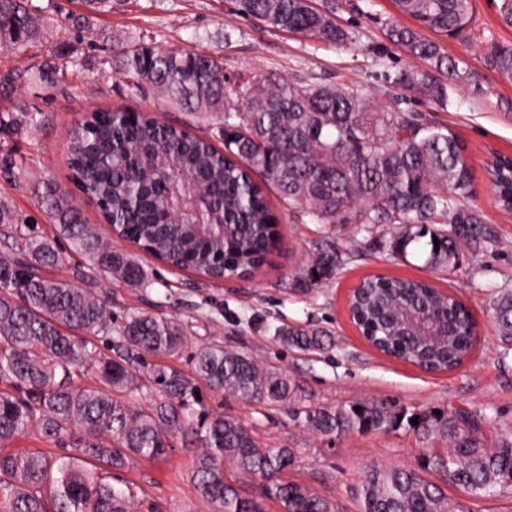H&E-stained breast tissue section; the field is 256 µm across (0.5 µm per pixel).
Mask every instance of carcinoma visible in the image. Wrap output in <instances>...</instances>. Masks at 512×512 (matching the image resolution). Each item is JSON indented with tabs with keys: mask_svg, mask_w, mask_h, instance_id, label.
I'll list each match as a JSON object with an SVG mask.
<instances>
[{
	"mask_svg": "<svg viewBox=\"0 0 512 512\" xmlns=\"http://www.w3.org/2000/svg\"><path fill=\"white\" fill-rule=\"evenodd\" d=\"M232 3L236 14L270 30L329 45L354 39L336 22L331 0ZM394 4L419 28L390 22L386 38L426 68L402 70L389 82L443 110L451 82L466 80L467 70L421 30L460 35L471 23L472 0ZM45 34L31 0H0L1 49H23ZM55 58L52 66L1 74L0 89L52 80L69 61V48L59 46ZM112 59L131 86L162 94L190 122L176 126L147 112L93 111L69 131L72 177L112 233L171 268L213 281L260 269L273 248L270 191L290 214L314 224H354L370 235L387 226L382 247L404 257L418 244L432 268L456 266L465 247L486 251L499 242L484 213L466 203L467 146L428 113L377 108L358 85L290 82L274 73L229 90L224 64L200 51L115 41ZM489 64L512 81V45H491ZM217 118L222 150L189 131ZM33 124L22 106L0 113V134L8 137ZM486 171L498 206L511 215L512 159L496 153ZM40 199L44 211L58 217L59 236L26 241L0 256V512H133L132 488L115 489L107 475L166 456L175 440L193 452L190 481L210 512H263L260 498L276 501L281 512H344L336 500L284 477L295 462L292 449L262 446L243 421L221 410L196 411V393L222 391L245 403L285 406L294 422L324 436L394 426L404 419L396 406H317L287 371L221 344L196 350L190 375L168 365L165 360L187 346L181 320L133 314L118 323L95 289L52 276L65 260L61 238L86 257L96 276L136 288L148 279L145 268L82 223L67 198L47 187ZM24 223L0 202L3 234L16 236ZM354 253L316 248L306 278L315 284L332 279ZM349 306L359 312L360 333L403 362L449 372L472 352L469 309L426 280L365 277ZM404 309H423L446 322L448 343L428 346L404 337L396 323ZM490 313L498 334L511 341V289L493 297ZM278 333L302 350L333 347L324 330L294 326ZM100 338L108 339V351L95 344ZM82 377L91 382L76 383ZM124 392L155 398L142 408L117 397ZM486 425L468 412L419 417V438H436L448 448L422 449L414 466L368 469L359 489L361 512H465L443 486L480 496L511 485L512 440L488 447ZM28 436L64 453L10 448ZM228 461L257 481L255 495L226 476Z\"/></svg>",
	"mask_w": 512,
	"mask_h": 512,
	"instance_id": "1",
	"label": "carcinoma"
}]
</instances>
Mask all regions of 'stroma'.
Masks as SVG:
<instances>
[{
  "label": "stroma",
  "instance_id": "35a3bbf8",
  "mask_svg": "<svg viewBox=\"0 0 512 512\" xmlns=\"http://www.w3.org/2000/svg\"><path fill=\"white\" fill-rule=\"evenodd\" d=\"M33 3L44 8L51 36L21 53L0 49V73L52 60L63 43L71 61L51 82L20 84L12 93H0V112L19 103L34 118L31 129L0 141V146L13 149L22 175L18 187L0 179V200L26 217L20 227L25 238L57 233V222L42 211L31 190L33 184L51 182L73 199L84 223L100 236L111 237L115 249L135 251L132 244L112 238L99 209L77 191L69 166L68 132L96 109L151 112L169 124L184 123L186 115L116 75L108 60L112 42L119 38L211 54L222 59L224 75L233 85L269 72L290 81L359 84L377 107L425 112L455 132L468 147L473 186L469 202L483 211L500 237L495 249L475 256L463 251L456 267L428 269L423 254L411 252L402 258L371 241L334 279L309 283L302 274L304 256L324 239L349 248L354 228L291 221L274 197L271 213L279 241L259 270L210 283L145 256L141 262L148 281L143 287L102 280L96 289L108 300L113 318L132 313L179 317L190 349L221 343L253 355L266 366L287 370L318 405L389 401L410 415L467 411L495 422L493 439L512 436V343L500 340L489 316L495 294L512 288V215L499 209L484 169L489 151L512 155V82L503 80L485 59L487 44L512 43V28L500 23L494 0H473L467 35L439 40L444 52L470 68L469 81L453 87L444 110L385 80L386 74L422 66L385 36L388 21L412 23L393 0H335L337 22L357 35L347 46L271 30L258 20L232 15L230 0H114L111 11L94 15L79 0ZM374 274L425 279L460 299L476 324L470 357L452 372L430 375L371 348L347 317L346 297L360 279ZM288 326L330 331L335 347L329 352L289 347L278 334ZM203 404L244 420L264 445L293 449L295 463L288 480L337 499L345 512H360L356 490L366 469L414 465L423 448L406 423L365 434L323 436L296 425L283 407L247 404L211 391L205 392ZM191 459V452L178 446L165 457L141 460L113 473L111 482L117 488L134 482L141 512H205L187 476Z\"/></svg>",
  "mask_w": 512,
  "mask_h": 512
}]
</instances>
